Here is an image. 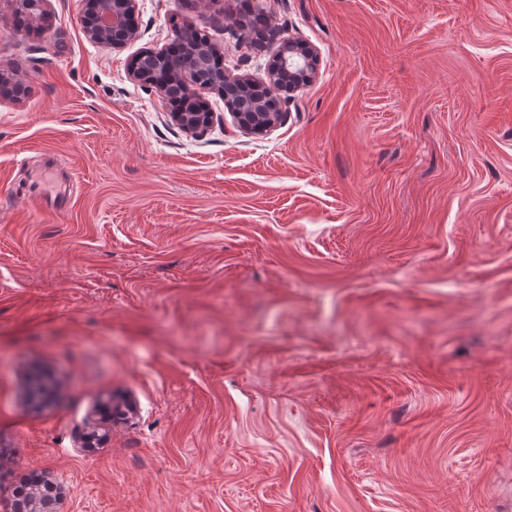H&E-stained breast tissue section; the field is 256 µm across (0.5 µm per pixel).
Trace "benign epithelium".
Masks as SVG:
<instances>
[{"instance_id": "1", "label": "benign epithelium", "mask_w": 512, "mask_h": 512, "mask_svg": "<svg viewBox=\"0 0 512 512\" xmlns=\"http://www.w3.org/2000/svg\"><path fill=\"white\" fill-rule=\"evenodd\" d=\"M12 4V13L25 12L34 20L43 16L44 0H8ZM138 0H85V8L80 16V24L85 35L92 41L122 49L138 39L136 22ZM195 44L194 51L180 60L172 73L163 82L150 78L142 61L164 62L170 57L172 48L159 50L146 49L139 52V63L130 67V76L137 82L155 88L162 99H167L168 90L176 86L185 95L196 96V90H214L218 92L229 89L226 94L228 108L237 123L243 129L261 135L275 127L281 120V108L264 109L260 102L253 103L252 111H243V102L239 92L257 89L268 90L269 95L283 101L291 99L317 76L318 51L311 43L290 39L284 42L274 55L266 70L265 81L257 84L249 76L227 77L225 79L203 71V65L210 57L213 48L194 43L192 32L177 33L174 45ZM171 120L183 130L202 134L212 122V113L198 110L188 112L180 107L170 112Z\"/></svg>"}]
</instances>
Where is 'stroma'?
Segmentation results:
<instances>
[{
    "mask_svg": "<svg viewBox=\"0 0 512 512\" xmlns=\"http://www.w3.org/2000/svg\"><path fill=\"white\" fill-rule=\"evenodd\" d=\"M83 8L0 0V499L512 512V0H139L120 50ZM179 29L318 75L264 136L202 91L195 136L128 75Z\"/></svg>",
    "mask_w": 512,
    "mask_h": 512,
    "instance_id": "stroma-1",
    "label": "stroma"
}]
</instances>
